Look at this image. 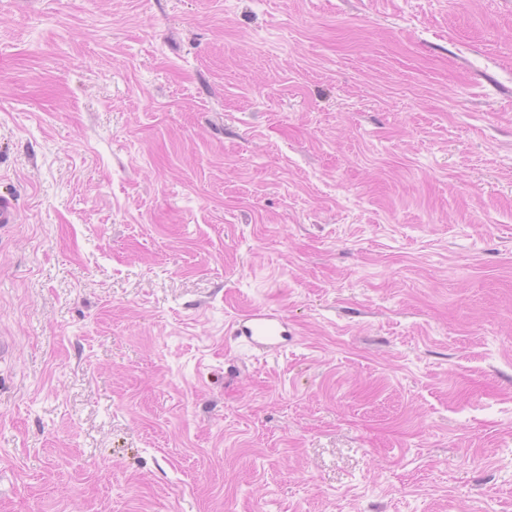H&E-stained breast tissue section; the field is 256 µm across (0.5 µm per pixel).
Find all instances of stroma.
<instances>
[{"label":"stroma","mask_w":512,"mask_h":512,"mask_svg":"<svg viewBox=\"0 0 512 512\" xmlns=\"http://www.w3.org/2000/svg\"><path fill=\"white\" fill-rule=\"evenodd\" d=\"M0 194V512H512V0H0ZM234 336L244 345L266 353L288 345V322L275 311L260 307L245 311L235 322Z\"/></svg>","instance_id":"35a3bbf8"}]
</instances>
